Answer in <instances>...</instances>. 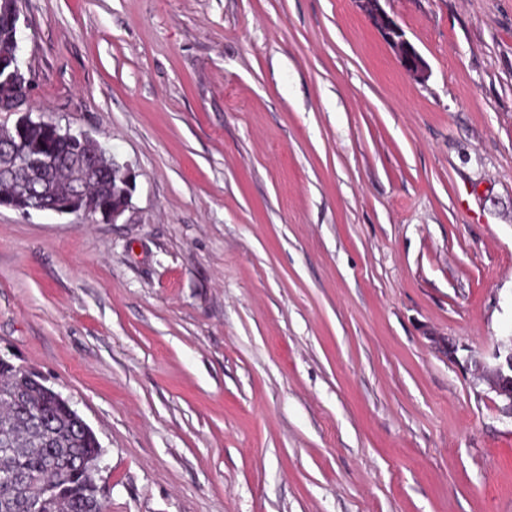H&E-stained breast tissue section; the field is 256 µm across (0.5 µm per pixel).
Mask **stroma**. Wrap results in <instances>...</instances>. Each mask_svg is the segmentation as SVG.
<instances>
[{
  "label": "stroma",
  "mask_w": 512,
  "mask_h": 512,
  "mask_svg": "<svg viewBox=\"0 0 512 512\" xmlns=\"http://www.w3.org/2000/svg\"><path fill=\"white\" fill-rule=\"evenodd\" d=\"M32 116L134 179L0 207V355L106 512H512V0H19ZM455 354H448L447 345ZM382 0H357L360 8L381 31L385 39L399 53L403 67L419 78L427 75V65L415 47L405 38V34L396 20L382 7ZM109 160L112 168V176L108 172H95L88 181H86V198L94 205V208H112V212L101 215L103 218H112V223L123 214L129 207L132 193V181L128 169L120 165L117 161L112 163ZM112 179L118 181L123 185V197L121 204L112 206V200L118 199V185L112 184ZM494 364H481V379L495 394L499 412L512 420V337L509 344L500 343L494 354Z\"/></svg>",
  "instance_id": "obj_1"
}]
</instances>
